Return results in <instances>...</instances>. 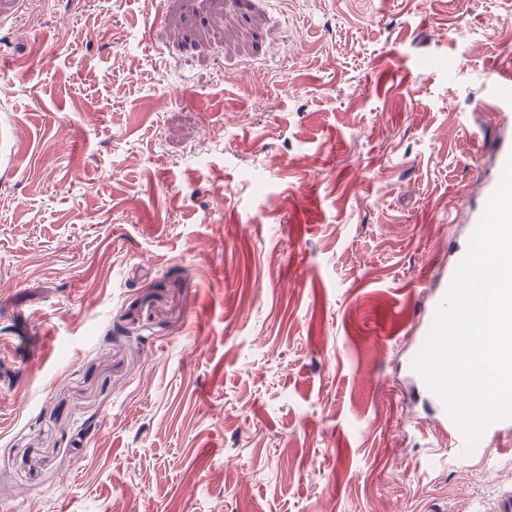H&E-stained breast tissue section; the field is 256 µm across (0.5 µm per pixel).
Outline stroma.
<instances>
[{"label": "stroma", "instance_id": "35a3bbf8", "mask_svg": "<svg viewBox=\"0 0 512 512\" xmlns=\"http://www.w3.org/2000/svg\"><path fill=\"white\" fill-rule=\"evenodd\" d=\"M512 0H0V512H477L404 360L484 209Z\"/></svg>", "mask_w": 512, "mask_h": 512}]
</instances>
